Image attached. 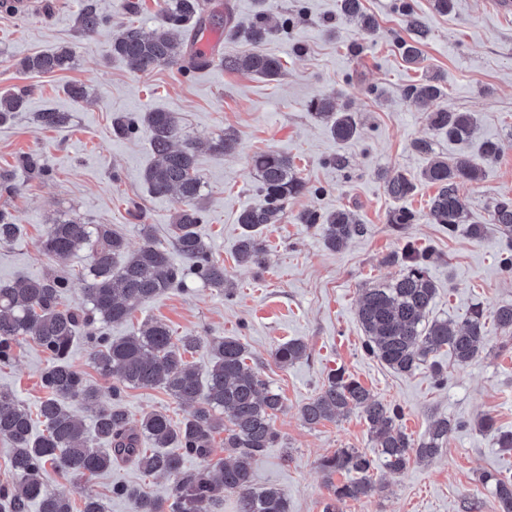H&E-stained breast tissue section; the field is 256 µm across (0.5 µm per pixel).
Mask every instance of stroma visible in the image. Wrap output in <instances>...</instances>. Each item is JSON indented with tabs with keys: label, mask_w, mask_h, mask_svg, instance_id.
<instances>
[{
	"label": "stroma",
	"mask_w": 512,
	"mask_h": 512,
	"mask_svg": "<svg viewBox=\"0 0 512 512\" xmlns=\"http://www.w3.org/2000/svg\"><path fill=\"white\" fill-rule=\"evenodd\" d=\"M421 20L424 61L419 67L401 57L399 44L409 39L401 0H362L378 28L368 34L349 20L338 0H232L241 25H249L258 8H266L272 23H287L263 46L284 66L269 80L243 71H229L220 61L201 71L160 65L134 73L110 53L114 27L135 20L144 30L160 22L156 0H139L137 15H128L127 0H94L110 24L87 36L77 28L85 0H40L34 14L0 10V91L28 93V107L0 124V209L12 213L20 226L16 239L0 247V280L40 278L54 271L70 273L66 303L79 301L83 283L79 271L85 253L57 261L46 256L40 241L49 224L65 215H79L109 224L130 246L141 243L140 227L152 225L157 239L171 241L175 197H154L143 175L151 164L146 131L131 138L112 134L114 117L159 108L176 113L197 144V168L204 182L205 222L198 230L212 257L223 263L233 283L225 293L189 278L166 294L137 307L128 321L107 326L108 336L131 334L145 322L160 320L175 335L198 337L200 346L189 359L205 365L206 344L216 336L240 339L262 379L278 391L284 408L274 426L280 438L265 449L253 470V485L275 487L286 495L289 512H323L329 482L318 467L321 458L339 448L369 453V427L358 413L333 422L308 426L300 409L323 386L329 373L344 369L384 403L398 406L400 425L411 439H421L430 422L447 417L461 424L448 437L440 455L429 463H410L394 475L375 464L377 486L369 497L350 500L343 512H499L491 486L480 476L493 472L512 478V451L499 448L495 430L512 431V338L489 331V347L470 365H457L441 351L448 382L435 386L428 365L414 373L393 372L363 350L364 334L357 319L363 289L396 277L400 266L387 255L405 244L432 250L429 275L437 287L432 314L462 321L472 303L487 309L512 304V272L501 254L507 243L495 227L482 239L471 238L466 226L448 232L426 218L436 188L421 173L428 163L414 151L416 140L432 142L435 154L451 158L474 155L483 139L501 144L496 162L484 165L480 181L466 185L469 224H485L489 208L512 199V11L499 12L495 0H456L451 14H436L431 0H408ZM61 46L76 53L72 69L50 74L22 71L20 59ZM438 77L445 95L442 105L473 113L476 140L458 143L438 135L424 113L406 99L408 85L424 74ZM85 85V99L71 100L68 84ZM318 96L335 97L338 106L356 112L358 137L336 142L323 123L307 110ZM54 109L69 115L65 127L47 129L36 112ZM234 132L238 149L221 156L208 142ZM275 151L288 155L307 183L278 221L265 230L270 245L266 268L239 265L235 246L237 216L247 206L264 202L254 155ZM39 158L46 172L32 175L21 166L26 155ZM405 171L416 190L404 202L391 199L385 176ZM416 212L414 223L394 231L389 213L397 206ZM138 216H131V209ZM344 208L368 231L331 250L316 228L298 223V213L325 214ZM292 339L304 341L307 355L291 366L277 364L271 352ZM89 330L77 335L73 366L87 385L111 402L112 379L91 365ZM49 360L31 342L15 346L9 364L0 365V389L11 390L28 407H36L46 391L41 374ZM122 405L131 417L162 411L181 422L187 408L159 387H128ZM491 417L494 431H482L479 418ZM124 483L165 499L169 479L143 473L124 463L92 478L50 474L51 490L81 506L87 493L103 499L107 512H131L127 500L113 497L112 486Z\"/></svg>",
	"instance_id": "obj_1"
}]
</instances>
